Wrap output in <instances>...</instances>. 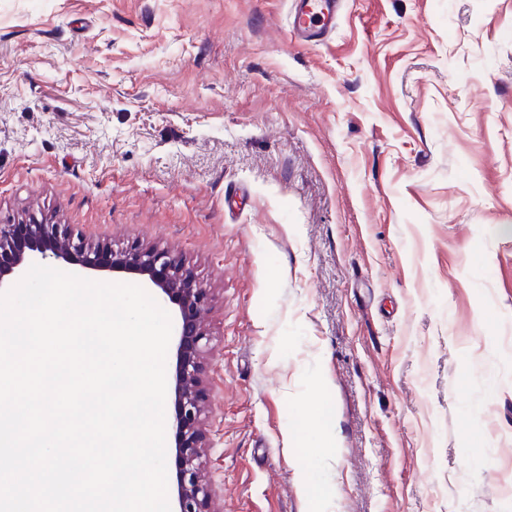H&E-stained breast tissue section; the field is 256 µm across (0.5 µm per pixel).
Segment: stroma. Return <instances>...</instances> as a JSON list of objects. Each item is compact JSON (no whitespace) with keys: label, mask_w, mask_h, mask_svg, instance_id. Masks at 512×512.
Segmentation results:
<instances>
[{"label":"stroma","mask_w":512,"mask_h":512,"mask_svg":"<svg viewBox=\"0 0 512 512\" xmlns=\"http://www.w3.org/2000/svg\"><path fill=\"white\" fill-rule=\"evenodd\" d=\"M290 9L0 0V218L208 289L218 512H512V0ZM337 0H293L292 31L303 38L316 37L321 29L336 26Z\"/></svg>","instance_id":"obj_1"}]
</instances>
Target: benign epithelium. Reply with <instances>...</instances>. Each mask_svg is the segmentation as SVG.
<instances>
[{
  "mask_svg": "<svg viewBox=\"0 0 512 512\" xmlns=\"http://www.w3.org/2000/svg\"><path fill=\"white\" fill-rule=\"evenodd\" d=\"M28 243L16 247L18 224L0 222V292L12 287L28 266L26 251H36L71 273L81 276L113 271L129 274L176 306V364L172 376L174 416L172 422L177 491L172 512H216L213 494L205 482L206 434L203 415L207 407L205 365L210 335L205 312L207 289L195 279L183 261L167 250L133 243L112 254L101 242H90L62 224L33 218L26 224Z\"/></svg>",
  "mask_w": 512,
  "mask_h": 512,
  "instance_id": "benign-epithelium-1",
  "label": "benign epithelium"
}]
</instances>
